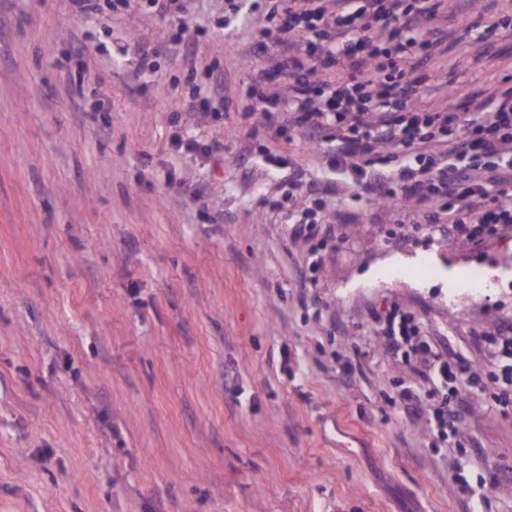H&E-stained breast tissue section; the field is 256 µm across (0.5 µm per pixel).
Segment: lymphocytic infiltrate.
<instances>
[{
    "label": "lymphocytic infiltrate",
    "instance_id": "1",
    "mask_svg": "<svg viewBox=\"0 0 512 512\" xmlns=\"http://www.w3.org/2000/svg\"><path fill=\"white\" fill-rule=\"evenodd\" d=\"M275 27L257 31L270 43L252 69L246 109L248 137H282L307 128L312 140L332 143L330 168L342 193L370 190L375 200L414 223L447 218L479 243L512 226V86L468 98L462 113L424 106L414 97L428 81L419 58L436 44L429 23L436 0H270ZM278 91H269L272 78ZM387 104H378L379 96ZM405 148L392 159L389 148ZM388 334L403 359H416L422 377L450 382L427 419L438 438L456 428L455 408L475 372L461 357L447 358L420 340L414 318L390 313Z\"/></svg>",
    "mask_w": 512,
    "mask_h": 512
}]
</instances>
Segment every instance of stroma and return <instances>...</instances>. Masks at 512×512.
<instances>
[{"label": "stroma", "instance_id": "35a3bbf8", "mask_svg": "<svg viewBox=\"0 0 512 512\" xmlns=\"http://www.w3.org/2000/svg\"><path fill=\"white\" fill-rule=\"evenodd\" d=\"M228 4L184 0L200 64L224 72L213 119L189 110L169 24L135 2L0 0V512H512V416L481 340L512 335V227L476 245L365 192L311 196L327 233L293 236L288 168L318 181L331 157L294 130L246 140L269 22ZM507 14L441 0L446 86L424 102L458 112L512 77ZM136 45L161 49L142 74ZM470 265L505 287L474 295ZM395 307L479 378L437 448L393 402L432 401L387 345ZM469 466L486 482L462 496Z\"/></svg>", "mask_w": 512, "mask_h": 512}]
</instances>
